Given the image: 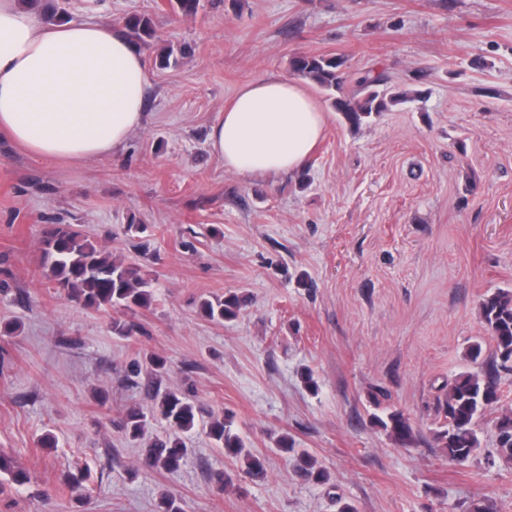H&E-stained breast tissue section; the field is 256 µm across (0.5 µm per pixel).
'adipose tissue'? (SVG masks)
<instances>
[{
	"instance_id": "1",
	"label": "adipose tissue",
	"mask_w": 512,
	"mask_h": 512,
	"mask_svg": "<svg viewBox=\"0 0 512 512\" xmlns=\"http://www.w3.org/2000/svg\"><path fill=\"white\" fill-rule=\"evenodd\" d=\"M149 83L140 49L102 24H46L26 0H0V134L32 154L91 161L143 124ZM327 114L300 80L240 87L209 141L226 170L261 178L302 171Z\"/></svg>"
}]
</instances>
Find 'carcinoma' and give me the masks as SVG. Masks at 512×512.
I'll list each match as a JSON object with an SVG mask.
<instances>
[{
  "label": "carcinoma",
  "instance_id": "cac0c4a2",
  "mask_svg": "<svg viewBox=\"0 0 512 512\" xmlns=\"http://www.w3.org/2000/svg\"><path fill=\"white\" fill-rule=\"evenodd\" d=\"M128 31L139 41L155 38L150 19L134 16L126 22ZM293 74L306 79L328 93L333 109L352 129L368 122L372 115L389 110L401 103L420 101V91L386 92L381 89L385 79L380 74L367 72L354 78L352 92L344 91L347 78L346 60L341 55L298 54L291 58ZM42 265L46 276L55 281L68 300L84 308H120L129 312L147 310L153 303L149 281L137 267L118 260L96 247L72 224H58L48 228L42 240ZM241 300L230 294L202 304L204 316L212 320L231 321L239 315ZM480 317L493 340L489 359L472 370L461 372L448 382V393L440 402L443 422L434 432V440L443 448L448 460L463 464L481 449L477 426L479 420L495 409L501 400L500 371H512V291L499 289L485 295L479 305ZM167 370L166 360L150 355L135 359L130 365L129 377L147 373L152 382L147 398L167 425L166 432L152 440L142 462L148 470H178L185 462L188 448L182 435L195 428L200 407L175 388L162 385ZM147 415L133 407L120 418L117 427L136 439L144 434ZM376 424L388 431L395 442L403 446L414 440V429L402 411L388 410L374 415ZM496 450L506 462H512V414L497 418L494 424ZM208 435L224 455L243 460L246 473L261 478L265 474V458L245 447L243 440L232 431L229 416L210 414ZM279 450L296 458L301 474L317 481L324 478V470L309 452L299 451L287 437L279 441ZM0 475L23 485L28 482L26 472L13 459L0 455Z\"/></svg>",
  "mask_w": 512,
  "mask_h": 512
}]
</instances>
